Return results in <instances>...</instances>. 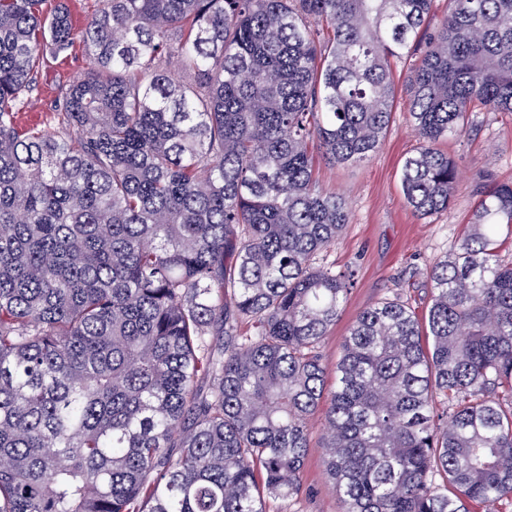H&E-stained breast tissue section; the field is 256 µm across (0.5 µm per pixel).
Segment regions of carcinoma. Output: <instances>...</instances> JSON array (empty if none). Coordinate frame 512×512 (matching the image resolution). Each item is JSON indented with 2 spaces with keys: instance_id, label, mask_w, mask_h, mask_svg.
I'll use <instances>...</instances> for the list:
<instances>
[{
  "instance_id": "1",
  "label": "carcinoma",
  "mask_w": 512,
  "mask_h": 512,
  "mask_svg": "<svg viewBox=\"0 0 512 512\" xmlns=\"http://www.w3.org/2000/svg\"><path fill=\"white\" fill-rule=\"evenodd\" d=\"M42 2L0 0V512H266L318 410L341 512L512 500V184L429 266L426 326L365 309L330 388L353 279L319 260L350 212L315 179L379 150L424 39L401 188L447 211L438 143L512 112V0H448L432 33L433 0H102L81 31ZM78 40L61 129L19 132L34 64Z\"/></svg>"
}]
</instances>
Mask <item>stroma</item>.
Listing matches in <instances>:
<instances>
[{
	"label": "stroma",
	"mask_w": 512,
	"mask_h": 512,
	"mask_svg": "<svg viewBox=\"0 0 512 512\" xmlns=\"http://www.w3.org/2000/svg\"><path fill=\"white\" fill-rule=\"evenodd\" d=\"M90 60L82 43L68 54L36 64V83L25 107L16 115L20 132L54 128V103L62 85L85 72ZM411 61L393 60L396 77L392 119L379 151L363 163L316 165L320 186L345 198L350 220L326 264L351 271L355 283L342 317L325 339L322 351L327 366L340 355V342L360 312L386 297L406 300L418 316L432 303L429 264L452 252L467 231L478 204L477 187L512 182V114L474 113L466 134L442 142L440 148L457 164L459 184L450 209L422 219L407 204L401 189L404 159L414 153L418 138L408 121L406 75ZM324 416L310 420V446L303 469V493L293 502L268 499L267 512H340L341 504L325 471Z\"/></svg>",
	"instance_id": "stroma-1"
}]
</instances>
